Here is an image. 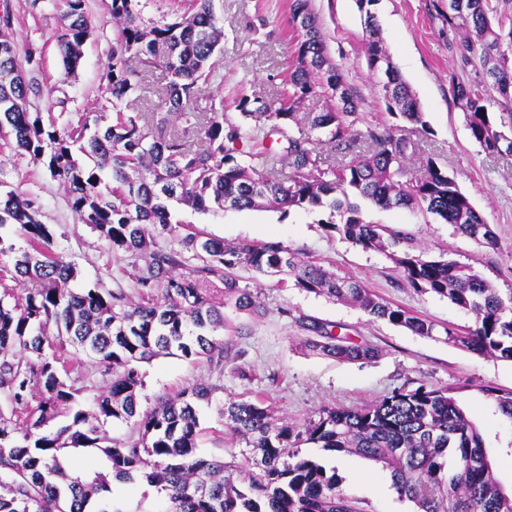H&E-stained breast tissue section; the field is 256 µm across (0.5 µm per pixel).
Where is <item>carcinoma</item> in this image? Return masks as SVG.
<instances>
[{
	"instance_id": "1",
	"label": "carcinoma",
	"mask_w": 512,
	"mask_h": 512,
	"mask_svg": "<svg viewBox=\"0 0 512 512\" xmlns=\"http://www.w3.org/2000/svg\"><path fill=\"white\" fill-rule=\"evenodd\" d=\"M215 2L193 0L183 15L147 22L141 0H111L114 35L103 79L112 115L89 113L60 131L28 111L31 82L8 33L11 16H0V105L10 104L0 110V141L41 163L81 223L112 252L130 255L123 275L138 294L133 301L121 289L73 287L77 269L54 249L39 202L0 189V229L13 226L24 242L0 234V393L7 401L0 407V512H91L93 503L97 512H120L109 498L114 480L156 488L164 512H364L340 488L336 469L303 454L309 444L391 469L397 494L418 512H512L481 434L446 390L404 387L360 408L323 407L301 428L276 418L260 399H230L220 413L245 444L249 468L242 477L198 452L197 406L211 401L215 386L203 381L140 409V363L160 356L223 360L224 344L214 333L224 328V308L257 311L256 297L240 285L241 271L285 275L299 290L352 302L373 320L512 360V293L504 298L472 267L429 256L404 232L362 218L361 200L382 210L402 207L497 244L492 225L434 158L418 169L410 165L416 143L403 129H355L358 96L328 56L311 0H292L290 24L299 41L289 88L269 101L241 97L235 117L206 94L224 79L214 61L224 36ZM374 2L356 0L370 76L390 115L428 134L415 94L379 37ZM461 2L434 15L452 34L448 49L461 71L474 72L450 77L453 99L482 151L509 154L512 112L493 116L491 108L512 100V27L495 25L491 0ZM61 22L57 47L72 73L90 34L84 0H62ZM158 68L166 76V111L157 116L139 111L130 97ZM318 89L330 101L312 118L318 135L297 136L291 124ZM323 145L333 154H324ZM172 203L203 213L327 208L319 224L328 236L388 254L411 288L448 299L472 315L473 325L455 330L416 316L280 242L226 244L173 220ZM162 238L180 248L160 245ZM8 279L23 285L25 296H15ZM309 330L319 339L305 346L319 355H376L371 345L321 324ZM70 348L110 376L108 389L89 405ZM490 396L512 421V392ZM114 420L134 422L138 440L113 439ZM87 450L105 467H77L75 457Z\"/></svg>"
}]
</instances>
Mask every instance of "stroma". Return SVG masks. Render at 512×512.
I'll list each match as a JSON object with an SVG mask.
<instances>
[{"mask_svg":"<svg viewBox=\"0 0 512 512\" xmlns=\"http://www.w3.org/2000/svg\"><path fill=\"white\" fill-rule=\"evenodd\" d=\"M110 0H85L93 33L82 46L74 74H66L57 52L59 12L54 0H0L13 15L12 32L20 52L36 49L27 66L33 84L29 109L55 116L59 125H78L82 116L110 106L102 80L112 44ZM292 0H218L224 37L216 56L224 83L216 89L224 111L235 115L240 97H277L297 40L289 23ZM331 59L340 65L360 102L358 131L391 123L382 92L370 77L364 52L363 25L355 0H311ZM431 0H377L375 12L384 43L403 79L416 94L431 131L420 153L410 160L419 166L424 156L454 173L460 188L477 211L492 224L498 245L489 248L456 233L435 216L394 208L364 205L366 220L407 233L431 254L472 266L501 295L512 293V156L489 155L472 140L455 105L449 77L457 62L448 49L440 21L429 14ZM23 190L41 205V220L54 231L55 245L78 270L77 287L96 283L131 292L121 270L127 260L81 224L71 210L59 181L29 155L0 145V183ZM177 219L196 224L228 243L279 241L339 274L363 282L379 298L413 314L456 329L472 323L470 314L448 299L420 294L405 284L384 254L366 251L341 237H328L319 225L318 210L294 209L288 216L268 209L197 213L174 206ZM242 284L252 288L259 313L225 309L226 325L218 331L224 342L220 366L178 357L142 363L143 407L172 397L204 380L215 384L211 403L200 404L203 428L199 452L223 460L233 469L245 466L241 448L224 433L219 414L231 398H259L277 416L300 426L325 406L359 407L391 391L419 385L447 390L479 427L494 463L496 476L512 491V421L499 412L489 390L512 391V360L483 357L443 339L418 336L405 328L373 320L362 310L294 288L292 280L243 273ZM318 322L335 334L373 345L376 358L340 362L313 354L303 341L307 324ZM304 454L335 468L342 490L360 501L364 512H416L413 503L399 499L389 470L354 455L351 469L339 467V453L311 445ZM113 501L121 512H163L164 500L144 485L116 481Z\"/></svg>","mask_w":512,"mask_h":512,"instance_id":"obj_1","label":"stroma"}]
</instances>
